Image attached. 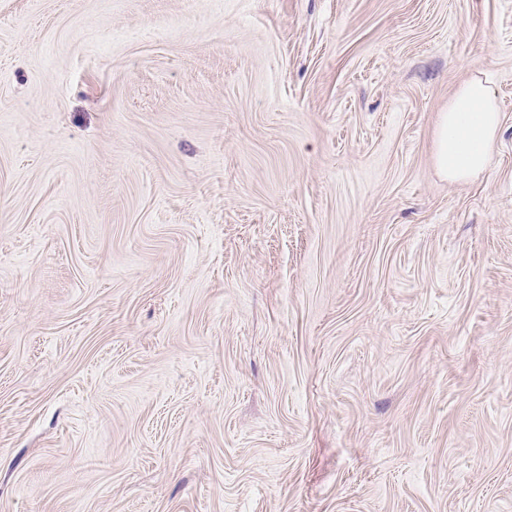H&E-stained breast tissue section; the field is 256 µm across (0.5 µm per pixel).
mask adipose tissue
<instances>
[{
  "label": "adipose tissue",
  "instance_id": "adipose-tissue-1",
  "mask_svg": "<svg viewBox=\"0 0 512 512\" xmlns=\"http://www.w3.org/2000/svg\"><path fill=\"white\" fill-rule=\"evenodd\" d=\"M501 123L494 88L475 77L448 101L435 132V162L441 175L462 181L483 172Z\"/></svg>",
  "mask_w": 512,
  "mask_h": 512
}]
</instances>
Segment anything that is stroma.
<instances>
[{
  "instance_id": "1",
  "label": "stroma",
  "mask_w": 512,
  "mask_h": 512,
  "mask_svg": "<svg viewBox=\"0 0 512 512\" xmlns=\"http://www.w3.org/2000/svg\"><path fill=\"white\" fill-rule=\"evenodd\" d=\"M0 512H512V0H0ZM501 123L494 88L474 77L448 100L435 132V162L441 175L462 181L483 172Z\"/></svg>"
}]
</instances>
